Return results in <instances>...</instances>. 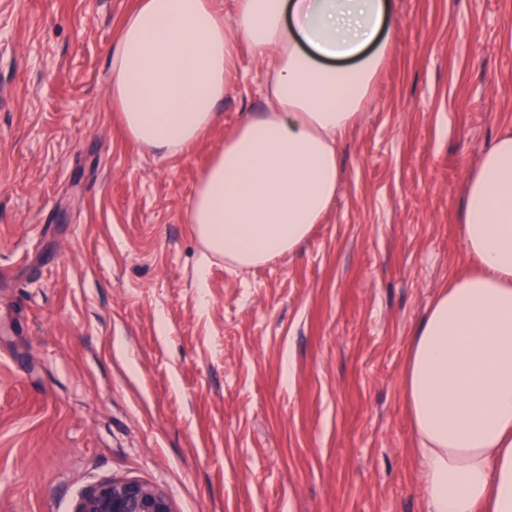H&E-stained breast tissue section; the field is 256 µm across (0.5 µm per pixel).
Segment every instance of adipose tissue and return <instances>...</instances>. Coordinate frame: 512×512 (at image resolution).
Wrapping results in <instances>:
<instances>
[{
  "label": "adipose tissue",
  "instance_id": "1",
  "mask_svg": "<svg viewBox=\"0 0 512 512\" xmlns=\"http://www.w3.org/2000/svg\"><path fill=\"white\" fill-rule=\"evenodd\" d=\"M393 0H137L112 48L129 139L174 156L215 121L237 40L272 61L202 176L187 220L245 268L295 251L331 209L338 144L387 52ZM478 269L434 298L411 336L403 394L427 512H512V124L485 148L462 212Z\"/></svg>",
  "mask_w": 512,
  "mask_h": 512
}]
</instances>
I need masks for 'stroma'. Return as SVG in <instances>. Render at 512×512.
<instances>
[{"label":"stroma","instance_id":"stroma-1","mask_svg":"<svg viewBox=\"0 0 512 512\" xmlns=\"http://www.w3.org/2000/svg\"><path fill=\"white\" fill-rule=\"evenodd\" d=\"M134 2L0 0V512L113 478L175 512H425L403 364L512 123V0H395L330 211L244 270L186 213L271 68L238 43L196 144L135 145L111 93Z\"/></svg>","mask_w":512,"mask_h":512}]
</instances>
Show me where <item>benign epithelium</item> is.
<instances>
[{
	"label": "benign epithelium",
	"instance_id": "obj_1",
	"mask_svg": "<svg viewBox=\"0 0 512 512\" xmlns=\"http://www.w3.org/2000/svg\"><path fill=\"white\" fill-rule=\"evenodd\" d=\"M74 512H174L168 495L134 479L108 480L87 490Z\"/></svg>",
	"mask_w": 512,
	"mask_h": 512
}]
</instances>
